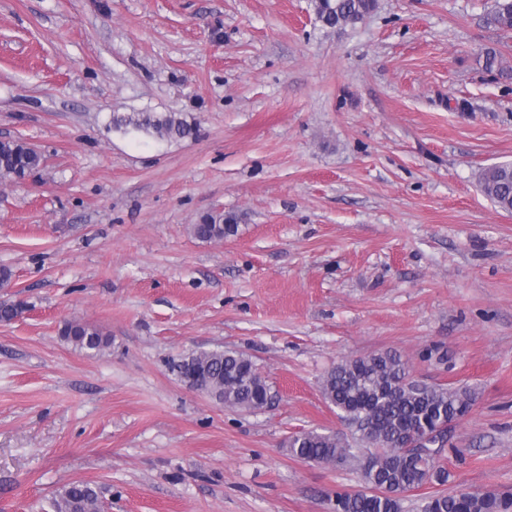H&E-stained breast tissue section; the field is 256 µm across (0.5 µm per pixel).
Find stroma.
<instances>
[{"label":"stroma","mask_w":512,"mask_h":512,"mask_svg":"<svg viewBox=\"0 0 512 512\" xmlns=\"http://www.w3.org/2000/svg\"><path fill=\"white\" fill-rule=\"evenodd\" d=\"M492 4L377 0L330 29L314 0H0V139L45 158L0 178V303L26 307L0 322V512H51L76 480L104 512H330L359 470L288 443L350 439L321 380L386 350L476 395L443 492L512 493V213L477 186L512 162ZM116 112L196 132L139 142ZM208 213L237 235L195 239ZM70 320L111 345L75 348ZM215 349L273 404L229 409L169 366Z\"/></svg>","instance_id":"35a3bbf8"}]
</instances>
